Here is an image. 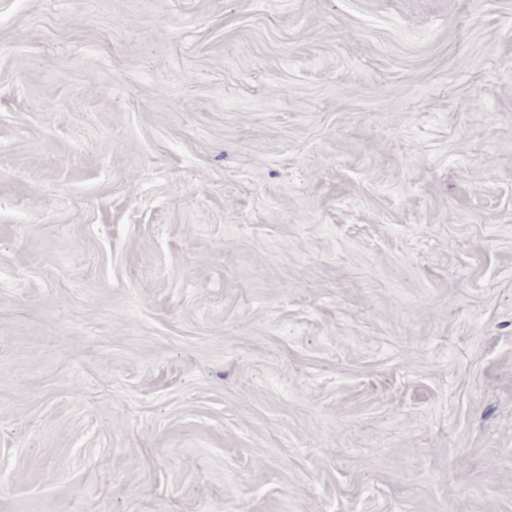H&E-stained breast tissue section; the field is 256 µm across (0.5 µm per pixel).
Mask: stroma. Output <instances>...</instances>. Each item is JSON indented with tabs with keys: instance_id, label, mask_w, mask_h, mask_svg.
I'll use <instances>...</instances> for the list:
<instances>
[{
	"instance_id": "stroma-1",
	"label": "stroma",
	"mask_w": 512,
	"mask_h": 512,
	"mask_svg": "<svg viewBox=\"0 0 512 512\" xmlns=\"http://www.w3.org/2000/svg\"><path fill=\"white\" fill-rule=\"evenodd\" d=\"M0 512H512V0H0Z\"/></svg>"
}]
</instances>
